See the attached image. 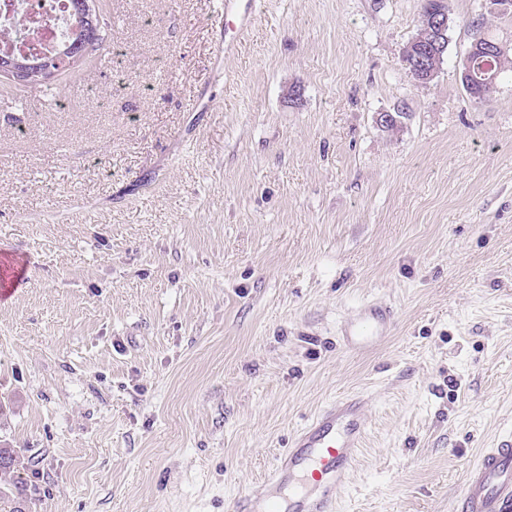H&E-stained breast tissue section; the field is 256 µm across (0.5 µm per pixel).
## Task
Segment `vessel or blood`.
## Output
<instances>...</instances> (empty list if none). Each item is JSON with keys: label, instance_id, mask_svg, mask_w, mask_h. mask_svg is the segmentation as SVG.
Returning <instances> with one entry per match:
<instances>
[{"label": "vessel or blood", "instance_id": "1", "mask_svg": "<svg viewBox=\"0 0 512 512\" xmlns=\"http://www.w3.org/2000/svg\"><path fill=\"white\" fill-rule=\"evenodd\" d=\"M389 307L364 304L341 329L344 345L363 351L392 325ZM363 394L326 404L291 438L273 470L254 490L241 491L232 512H336V496L349 480L369 430ZM451 512H512V434L485 449L466 473Z\"/></svg>", "mask_w": 512, "mask_h": 512}]
</instances>
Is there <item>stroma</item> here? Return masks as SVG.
<instances>
[{
    "mask_svg": "<svg viewBox=\"0 0 512 512\" xmlns=\"http://www.w3.org/2000/svg\"><path fill=\"white\" fill-rule=\"evenodd\" d=\"M443 62H402L423 0H98L114 69L0 111V512H231L327 401L367 395L338 512H449L512 433V72L461 82L512 10L445 0ZM300 86L291 102L287 91ZM382 112L402 113L398 130ZM396 313L366 352L339 329Z\"/></svg>",
    "mask_w": 512,
    "mask_h": 512,
    "instance_id": "obj_1",
    "label": "stroma"
}]
</instances>
